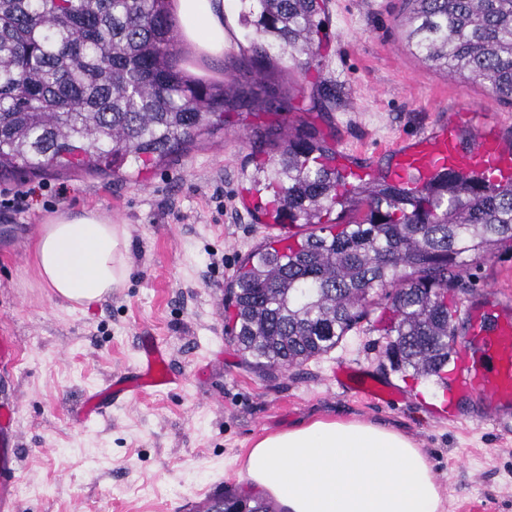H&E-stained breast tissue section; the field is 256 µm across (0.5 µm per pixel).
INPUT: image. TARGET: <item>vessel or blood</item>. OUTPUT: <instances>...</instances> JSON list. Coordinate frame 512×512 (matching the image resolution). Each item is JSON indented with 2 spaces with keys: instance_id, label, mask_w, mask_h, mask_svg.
<instances>
[{
  "instance_id": "b4317fda",
  "label": "vessel or blood",
  "mask_w": 512,
  "mask_h": 512,
  "mask_svg": "<svg viewBox=\"0 0 512 512\" xmlns=\"http://www.w3.org/2000/svg\"><path fill=\"white\" fill-rule=\"evenodd\" d=\"M461 119V114H451L447 122L429 132L395 145L386 178L419 186L440 171L490 169L500 179H512V153L505 150L497 136L482 131L476 132L470 142H460L457 125ZM463 324L464 341L448 404L453 407L462 398L477 396L480 403L477 421L498 422L512 413V304L487 294L478 295L467 305ZM143 352L139 375L116 380L113 396L138 394L174 382L165 353L151 339H144ZM343 377L372 399L388 400L394 396L392 390L356 372H344ZM17 408V403L11 400L0 402V447L12 451L9 461L0 464V512H16L13 490L20 459L14 453L17 431L13 416Z\"/></svg>"
}]
</instances>
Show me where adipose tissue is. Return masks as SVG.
<instances>
[{
  "label": "adipose tissue",
  "mask_w": 512,
  "mask_h": 512,
  "mask_svg": "<svg viewBox=\"0 0 512 512\" xmlns=\"http://www.w3.org/2000/svg\"><path fill=\"white\" fill-rule=\"evenodd\" d=\"M183 38L220 55L230 38V0H178ZM126 239L110 214L63 212L37 243L38 276L57 299L88 305L125 277ZM248 482L284 512H441L442 497L425 449L372 423L318 418L271 433L250 449Z\"/></svg>",
  "instance_id": "adipose-tissue-1"
}]
</instances>
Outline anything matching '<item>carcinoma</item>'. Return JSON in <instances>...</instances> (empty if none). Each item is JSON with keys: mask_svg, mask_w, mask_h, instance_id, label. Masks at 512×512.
Here are the masks:
<instances>
[{"mask_svg": "<svg viewBox=\"0 0 512 512\" xmlns=\"http://www.w3.org/2000/svg\"><path fill=\"white\" fill-rule=\"evenodd\" d=\"M172 0H0V173H120L192 144L247 100L186 76L176 62ZM324 0H239L259 72L275 57L313 62ZM407 42L423 61L486 85L512 105V0H405ZM276 213L315 230L281 253L260 246L226 289L225 333L264 375L334 349L375 311L394 370L445 383L470 266L512 250V180L439 172L420 188L377 177L349 183L335 151L288 135L251 176ZM349 205L344 224L324 213ZM262 496L226 491L208 512H272Z\"/></svg>", "mask_w": 512, "mask_h": 512, "instance_id": "obj_1", "label": "carcinoma"}]
</instances>
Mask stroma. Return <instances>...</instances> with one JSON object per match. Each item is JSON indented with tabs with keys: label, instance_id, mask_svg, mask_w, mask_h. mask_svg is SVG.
I'll return each instance as SVG.
<instances>
[{
	"label": "stroma",
	"instance_id": "1",
	"mask_svg": "<svg viewBox=\"0 0 512 512\" xmlns=\"http://www.w3.org/2000/svg\"><path fill=\"white\" fill-rule=\"evenodd\" d=\"M402 0H327L322 55L304 74L271 64L257 78L236 35L233 56L179 40V66L211 82L233 74L254 106L229 111L192 146L139 180L87 172L0 175V190L29 195L0 209V338L16 348L4 386L17 401L19 512H176L186 496L248 489L241 464L260 437L315 418H359L400 430L424 448L443 512H512V416L472 421L463 399L451 421L434 413L433 381L391 370L386 337L362 323L328 354L259 375L224 334V290L237 265L267 238L298 232L266 224L245 204L254 158L305 132L332 144L341 164L373 177L386 149L430 130L448 113L512 141V107L487 87L435 69L408 47ZM102 210L126 234L122 287L89 306L52 297L39 281L36 241L62 211ZM473 294L512 301V252L473 267ZM155 337L177 377L88 419L78 412L114 377L138 370ZM357 369L398 397L373 403L343 385Z\"/></svg>",
	"mask_w": 512,
	"mask_h": 512
}]
</instances>
